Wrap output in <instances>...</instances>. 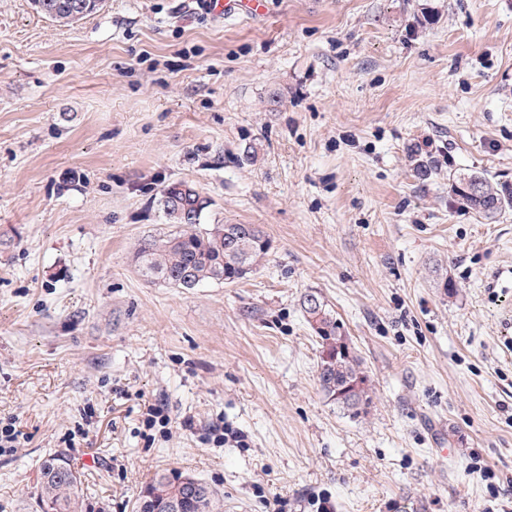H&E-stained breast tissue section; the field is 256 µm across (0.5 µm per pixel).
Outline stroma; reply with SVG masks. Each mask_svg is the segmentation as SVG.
I'll return each mask as SVG.
<instances>
[{
  "label": "stroma",
  "mask_w": 512,
  "mask_h": 512,
  "mask_svg": "<svg viewBox=\"0 0 512 512\" xmlns=\"http://www.w3.org/2000/svg\"><path fill=\"white\" fill-rule=\"evenodd\" d=\"M462 173L512 192V0H107L71 27L0 0V418L23 435L0 512H40L50 455L87 512H134L163 470L224 512L512 508V208H466ZM176 180L203 223L264 232L246 278L139 275ZM309 292L364 361V416L319 385ZM219 417L242 442L205 441ZM216 15L256 17L264 13L265 0H206Z\"/></svg>",
  "instance_id": "35a3bbf8"
}]
</instances>
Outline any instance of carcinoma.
<instances>
[{"mask_svg": "<svg viewBox=\"0 0 512 512\" xmlns=\"http://www.w3.org/2000/svg\"><path fill=\"white\" fill-rule=\"evenodd\" d=\"M39 11L59 25H73L101 10L105 0H33ZM451 190L465 205L493 219L507 205L508 196L486 178L471 173L452 178ZM160 204L172 230L160 239L145 241L137 252L142 276L161 280L175 288H196L205 283L232 284L253 272L269 251L265 235L252 224H201L210 198L191 182L168 183ZM301 309L320 346L318 379L322 391L338 408L353 418L367 414L373 390L362 359L351 346L343 325L315 293L304 295ZM58 456L45 459L38 474L40 501L51 504L52 512H85L80 477L70 467L56 463ZM176 484L166 472L155 476L146 491L163 506L177 501L181 512H214L217 502L211 488L191 475L178 473Z\"/></svg>", "mask_w": 512, "mask_h": 512, "instance_id": "carcinoma-1", "label": "carcinoma"}]
</instances>
